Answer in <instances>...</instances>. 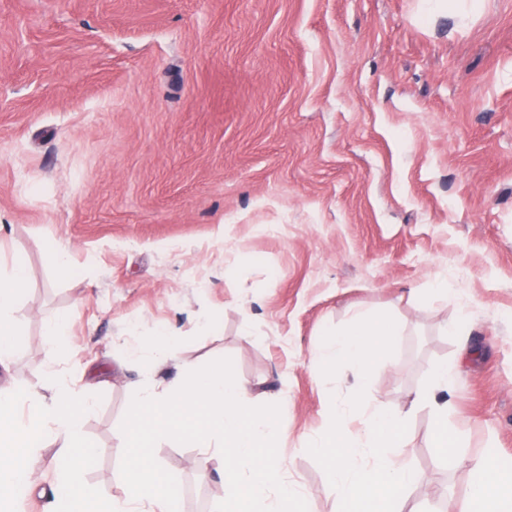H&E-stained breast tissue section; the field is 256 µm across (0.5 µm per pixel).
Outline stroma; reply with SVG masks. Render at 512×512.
I'll use <instances>...</instances> for the list:
<instances>
[{
    "mask_svg": "<svg viewBox=\"0 0 512 512\" xmlns=\"http://www.w3.org/2000/svg\"><path fill=\"white\" fill-rule=\"evenodd\" d=\"M51 245L69 275L45 263ZM16 256L28 287L0 387L44 393L55 371L99 395L83 431L103 495L135 390L177 377L127 350L167 328L187 365L231 358L280 404L282 466L314 512H336L306 443L352 374L312 357L360 308L402 328L373 398L406 406L432 366L457 364L465 453L512 458V0H0V261ZM67 312L51 349L44 325ZM460 317L467 356L445 330ZM434 425L425 408L407 423L411 498L451 512L470 477ZM55 455L39 452L28 512L55 493ZM155 457L181 512H215L204 445Z\"/></svg>",
    "mask_w": 512,
    "mask_h": 512,
    "instance_id": "obj_1",
    "label": "stroma"
}]
</instances>
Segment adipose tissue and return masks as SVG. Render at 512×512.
<instances>
[{"instance_id":"adipose-tissue-1","label":"adipose tissue","mask_w":512,"mask_h":512,"mask_svg":"<svg viewBox=\"0 0 512 512\" xmlns=\"http://www.w3.org/2000/svg\"><path fill=\"white\" fill-rule=\"evenodd\" d=\"M27 286L22 261L0 266V365L13 353L18 335L15 307ZM400 334L391 318L361 311L348 328L332 332L314 356L316 365L346 366L354 377L350 398L336 405L326 430L309 443L310 452L328 462V485L338 512H413L408 491L421 475L412 465L413 442L404 428L408 409L383 406L366 392L372 373ZM452 376L451 365L432 367L427 386L411 399L409 409L431 408L438 423L432 444L449 464L468 465L472 472V492L453 512H512V465L490 450L465 458L455 453L465 431L448 421L445 394Z\"/></svg>"}]
</instances>
